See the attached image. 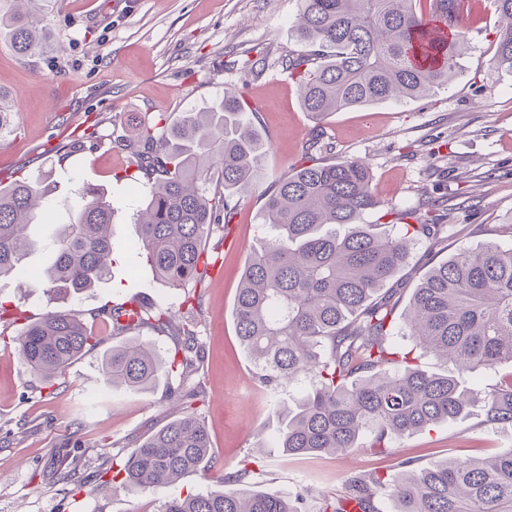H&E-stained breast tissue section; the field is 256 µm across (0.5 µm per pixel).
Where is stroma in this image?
<instances>
[{
	"label": "stroma",
	"instance_id": "35a3bbf8",
	"mask_svg": "<svg viewBox=\"0 0 512 512\" xmlns=\"http://www.w3.org/2000/svg\"><path fill=\"white\" fill-rule=\"evenodd\" d=\"M475 3L477 19L466 31L469 49L448 87L428 98L376 102L320 120L302 109L296 85L281 66L285 55L304 49L293 30L298 0H58L50 23L60 49L22 60L0 44V90L20 117L17 133L0 143V182L49 170L57 184L51 211L31 225L40 246L25 267L49 265L45 244L68 223V203L86 185L112 199L117 255L111 278L78 294H48L22 280L0 283V300L29 319L76 310L103 338L73 359L49 390L14 345L0 344V512H159L168 498L219 488L222 473L240 468L259 439L266 456L253 465L250 486L280 496L301 486L336 490L356 474H393L404 460L424 467L447 457L512 450V428L487 424L475 407L457 423L401 439L394 456L366 448L286 455L272 443L276 409L299 397L303 387L273 391L262 385L231 316L246 259L265 242L259 227L267 195L275 180L300 164L303 145L316 129L331 148L330 159L361 158L369 165L380 206L367 211L362 223H376L393 208L451 227L447 241L415 245L390 281L401 302H408L431 266L459 247L493 241L495 227L512 224V72L494 63L493 0ZM261 54L267 64L256 75L250 63ZM237 90L255 109V124L266 138L265 177L248 194L228 196L234 219L207 238V250L221 256L220 272L196 288L203 359L189 379L205 398L198 411L218 465L172 486L133 491L104 470L169 421L166 395L177 378L161 370L141 392L106 384L102 356L119 340L95 313L133 295L175 310L185 291L159 281L146 263L132 261L138 242L132 214L144 189L125 180L128 153L117 141L158 114L174 121ZM94 120L102 135L98 144L58 159L56 146L78 138Z\"/></svg>",
	"mask_w": 512,
	"mask_h": 512
}]
</instances>
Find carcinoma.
<instances>
[{
  "instance_id": "cac0c4a2",
  "label": "carcinoma",
  "mask_w": 512,
  "mask_h": 512,
  "mask_svg": "<svg viewBox=\"0 0 512 512\" xmlns=\"http://www.w3.org/2000/svg\"><path fill=\"white\" fill-rule=\"evenodd\" d=\"M461 0H301L300 40L310 50L282 60L304 109L320 118L387 100L417 99L448 86L468 43L461 31ZM503 24L494 63L512 72V0H494ZM53 0H0V40L26 58L51 53L53 30L43 15ZM16 130V112L0 92V140ZM322 134L303 148L308 165L276 181L263 212L267 245L254 252L235 298L237 338L259 380L275 390L304 378L312 388L281 410L275 438L288 455L348 453L359 440L396 452L393 443L483 408L487 422L512 426V373L487 390L463 388L458 377L430 372L422 358L452 363L460 373L512 362V224H502L479 250L459 249L431 269L396 314L384 285L409 259L418 241L441 242L442 224H401L391 233L360 223L379 206L368 165L357 159L323 162ZM130 164L146 178L134 214L138 257L169 286L207 276L214 255L203 240L234 209L221 190L240 194L263 177L266 142L237 93L221 104L183 113L172 126L160 114L124 139ZM51 174L0 185V280L23 267L34 247L26 234L36 212L49 210ZM72 218L47 248L45 271L31 274L48 292L80 293L111 277L114 208L107 195L82 188ZM114 336L130 339L104 360L106 382L148 389L161 365L155 348L135 337L143 328L177 337L171 369L186 383L201 359L196 324L139 297L98 312ZM21 313L0 301V335ZM409 344L395 339L397 320ZM24 363L43 383L98 339L74 311L48 312L15 335ZM183 407L116 464L134 490L172 484L214 458L210 436L192 413L202 394L179 388ZM251 471L228 473L232 491H206L166 500L160 512H301L304 492L291 499L248 488ZM512 512V449L485 459H442L416 468L401 462L392 476L353 475L343 490L315 498V512Z\"/></svg>"
}]
</instances>
